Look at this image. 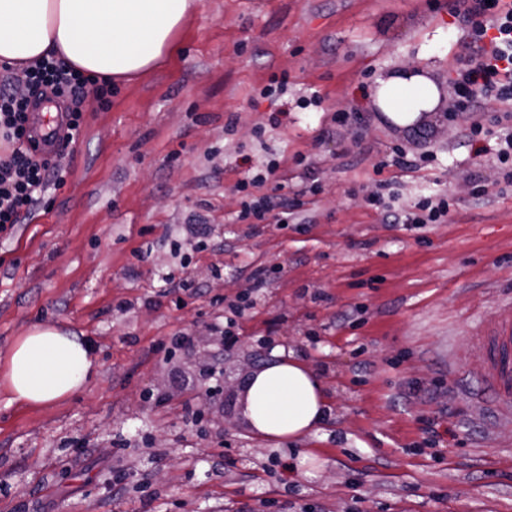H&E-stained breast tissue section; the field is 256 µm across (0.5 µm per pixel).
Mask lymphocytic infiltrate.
Returning <instances> with one entry per match:
<instances>
[{
  "instance_id": "1",
  "label": "lymphocytic infiltrate",
  "mask_w": 512,
  "mask_h": 512,
  "mask_svg": "<svg viewBox=\"0 0 512 512\" xmlns=\"http://www.w3.org/2000/svg\"><path fill=\"white\" fill-rule=\"evenodd\" d=\"M451 13L469 38L476 61L458 60L452 69L449 118L474 111L479 102L494 104L512 117V0H456ZM30 96L0 86V233L13 229L39 204V191L56 170L29 129L33 99L46 95L77 97L87 76L63 61L44 58L23 69L20 77ZM447 197H421L394 212L396 223L419 226L447 220Z\"/></svg>"
}]
</instances>
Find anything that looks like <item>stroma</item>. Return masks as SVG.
Returning <instances> with one entry per match:
<instances>
[{
  "label": "stroma",
  "instance_id": "1",
  "mask_svg": "<svg viewBox=\"0 0 512 512\" xmlns=\"http://www.w3.org/2000/svg\"><path fill=\"white\" fill-rule=\"evenodd\" d=\"M453 3L202 0L178 56L84 107L80 138L48 152L63 183L0 237V357L44 325L98 364L63 401L0 390V512H512V421L473 343L512 322V185L496 138L477 156L464 136L492 106L448 118L470 55ZM410 66L440 103L403 124L372 93ZM281 74L287 95L260 98ZM395 147L432 161L376 171ZM243 154L279 161L300 223L237 222ZM382 178L400 208L448 195L447 221L367 207ZM242 298L229 346L220 304ZM288 353L331 407L293 451L239 414L247 376Z\"/></svg>",
  "mask_w": 512,
  "mask_h": 512
}]
</instances>
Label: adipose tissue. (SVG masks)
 <instances>
[{
	"mask_svg": "<svg viewBox=\"0 0 512 512\" xmlns=\"http://www.w3.org/2000/svg\"><path fill=\"white\" fill-rule=\"evenodd\" d=\"M199 6L200 0H0V63L20 68L53 57L101 82L129 81L178 53L179 34ZM437 100L419 73L394 75L377 89L380 109L404 123ZM95 367L82 339L36 326L0 362V386L16 402H58L80 391ZM240 412L257 436L280 443L321 431L330 407L316 375L284 358L247 378Z\"/></svg>",
	"mask_w": 512,
	"mask_h": 512,
	"instance_id": "1",
	"label": "adipose tissue"
}]
</instances>
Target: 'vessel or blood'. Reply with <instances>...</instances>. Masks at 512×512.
Listing matches in <instances>:
<instances>
[{
    "instance_id": "obj_1",
    "label": "vessel or blood",
    "mask_w": 512,
    "mask_h": 512,
    "mask_svg": "<svg viewBox=\"0 0 512 512\" xmlns=\"http://www.w3.org/2000/svg\"><path fill=\"white\" fill-rule=\"evenodd\" d=\"M474 341L485 356L483 380L499 409L512 416V323L497 324Z\"/></svg>"
}]
</instances>
